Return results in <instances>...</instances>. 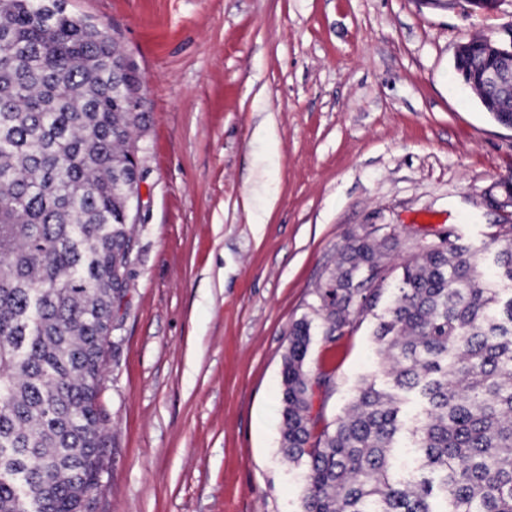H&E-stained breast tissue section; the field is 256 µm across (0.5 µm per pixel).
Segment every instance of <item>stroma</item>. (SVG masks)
Returning <instances> with one entry per match:
<instances>
[{"mask_svg": "<svg viewBox=\"0 0 512 512\" xmlns=\"http://www.w3.org/2000/svg\"><path fill=\"white\" fill-rule=\"evenodd\" d=\"M134 60L139 203L98 403L89 512H302L285 459L288 332L311 325L312 410L334 422L377 369L374 316L336 342L320 289L349 236L447 233L493 257L512 224V129L455 68L512 43V0H69Z\"/></svg>", "mask_w": 512, "mask_h": 512, "instance_id": "35a3bbf8", "label": "stroma"}]
</instances>
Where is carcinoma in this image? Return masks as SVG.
Listing matches in <instances>:
<instances>
[{
	"instance_id": "obj_1",
	"label": "carcinoma",
	"mask_w": 512,
	"mask_h": 512,
	"mask_svg": "<svg viewBox=\"0 0 512 512\" xmlns=\"http://www.w3.org/2000/svg\"><path fill=\"white\" fill-rule=\"evenodd\" d=\"M135 79L109 26L64 0H0V512H88L105 424L101 368L133 248ZM497 279L446 236L401 265L363 381L319 432L289 331L281 452L306 466L304 512H512V224ZM385 237L351 236L325 287L334 342L380 302ZM422 479L395 477L406 451Z\"/></svg>"
}]
</instances>
